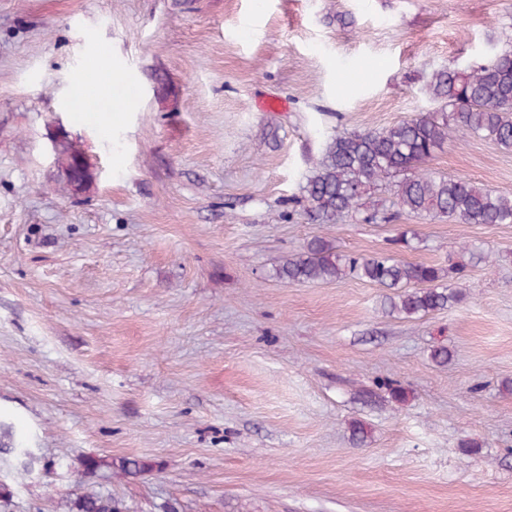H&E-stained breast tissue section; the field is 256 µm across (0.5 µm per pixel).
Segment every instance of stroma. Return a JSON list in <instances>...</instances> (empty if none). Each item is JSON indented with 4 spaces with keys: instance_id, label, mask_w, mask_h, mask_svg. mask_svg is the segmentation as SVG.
Masks as SVG:
<instances>
[{
    "instance_id": "stroma-1",
    "label": "stroma",
    "mask_w": 512,
    "mask_h": 512,
    "mask_svg": "<svg viewBox=\"0 0 512 512\" xmlns=\"http://www.w3.org/2000/svg\"><path fill=\"white\" fill-rule=\"evenodd\" d=\"M509 50L512 0H0V425L41 460L21 476L0 452V512L91 492L124 512H512V224L297 214L326 139L432 109L434 70ZM108 71L112 111L74 106ZM60 126L91 164L80 195ZM427 167L512 194V150L469 134ZM315 236L491 260L407 318L364 280L273 278ZM86 455L151 467L84 476Z\"/></svg>"
}]
</instances>
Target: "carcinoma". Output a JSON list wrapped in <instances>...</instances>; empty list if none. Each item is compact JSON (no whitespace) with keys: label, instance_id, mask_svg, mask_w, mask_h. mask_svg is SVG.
<instances>
[{"label":"carcinoma","instance_id":"carcinoma-1","mask_svg":"<svg viewBox=\"0 0 512 512\" xmlns=\"http://www.w3.org/2000/svg\"><path fill=\"white\" fill-rule=\"evenodd\" d=\"M425 94L439 102L435 111L418 112L381 131H338L328 139L303 186V214L317 224L351 217L366 224H386L402 213L446 217L461 224H512V196L469 179L422 169L434 154L463 131L503 149H512V53L477 67L450 65L432 73ZM58 163L79 173L88 164L70 139L58 143ZM391 191L390 205H369L368 193L380 186ZM465 265L443 267L405 262L391 254L371 257L343 254L323 237L284 258L274 276L290 283H327L353 277L393 291L390 312L410 318L452 306L461 300L448 284ZM82 472L115 468L135 477L149 468L139 459L108 462L88 455ZM69 512H123L111 494L90 493L70 501Z\"/></svg>","mask_w":512,"mask_h":512}]
</instances>
